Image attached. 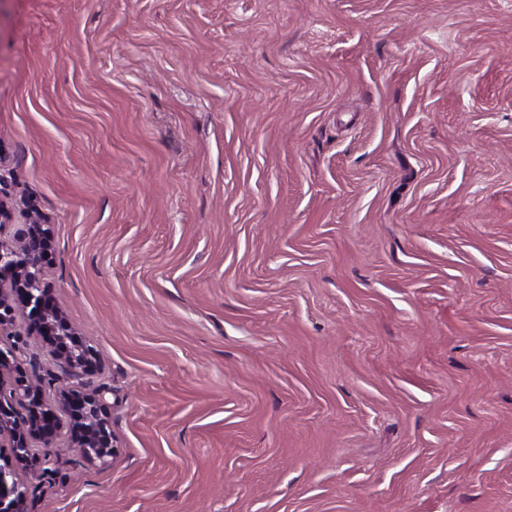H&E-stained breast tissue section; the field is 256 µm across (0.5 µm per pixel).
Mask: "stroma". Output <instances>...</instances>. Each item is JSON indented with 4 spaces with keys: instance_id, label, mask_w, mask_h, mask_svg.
Segmentation results:
<instances>
[{
    "instance_id": "1",
    "label": "stroma",
    "mask_w": 512,
    "mask_h": 512,
    "mask_svg": "<svg viewBox=\"0 0 512 512\" xmlns=\"http://www.w3.org/2000/svg\"><path fill=\"white\" fill-rule=\"evenodd\" d=\"M0 175L119 450L29 512H512V0H5Z\"/></svg>"
}]
</instances>
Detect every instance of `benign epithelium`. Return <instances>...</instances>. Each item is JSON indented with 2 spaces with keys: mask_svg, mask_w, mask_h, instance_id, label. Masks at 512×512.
<instances>
[{
  "mask_svg": "<svg viewBox=\"0 0 512 512\" xmlns=\"http://www.w3.org/2000/svg\"><path fill=\"white\" fill-rule=\"evenodd\" d=\"M49 250V233L36 218L13 239L0 238V327L11 320L16 305L30 309L28 334L40 340L50 357L64 361L70 375L81 376L92 371L93 351L67 345L74 329L51 304V286L43 273ZM25 362L16 348L0 346V448L5 441L11 448L9 456L0 454V512H27L26 491L14 479V467L36 475L48 461L31 452L30 442L55 447L58 406L72 411L73 443L86 460L108 464L116 456L103 391L62 389L53 404L43 396L41 378Z\"/></svg>",
  "mask_w": 512,
  "mask_h": 512,
  "instance_id": "1",
  "label": "benign epithelium"
}]
</instances>
